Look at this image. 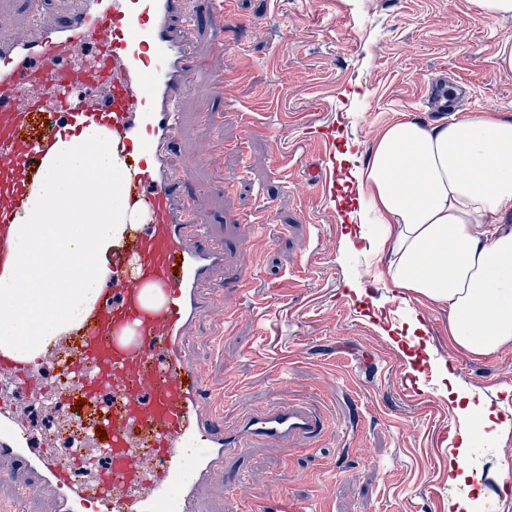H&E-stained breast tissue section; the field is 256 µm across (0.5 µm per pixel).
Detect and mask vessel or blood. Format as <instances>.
Returning <instances> with one entry per match:
<instances>
[{"instance_id": "b4317fda", "label": "vessel or blood", "mask_w": 512, "mask_h": 512, "mask_svg": "<svg viewBox=\"0 0 512 512\" xmlns=\"http://www.w3.org/2000/svg\"><path fill=\"white\" fill-rule=\"evenodd\" d=\"M36 27L27 39L0 31V280L17 257L55 156L93 135L108 139L123 173L124 220L112 237L101 288L76 323L31 352L0 346V481L28 498L50 491L54 512H199L203 485L240 475L226 458L250 445L311 436L322 418L306 402L262 410L218 409L194 357L191 330L212 313L213 274L224 243L173 174L180 105L201 61L194 35L239 25L224 0H71L42 25L44 0H27ZM61 368L66 383L46 385ZM61 408L73 398L93 410L91 426L60 452L55 428L34 431L17 395ZM105 439H98L97 429ZM250 512H315L292 497Z\"/></svg>"}]
</instances>
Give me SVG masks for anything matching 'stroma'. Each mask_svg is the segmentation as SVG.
<instances>
[{
	"instance_id": "1",
	"label": "stroma",
	"mask_w": 512,
	"mask_h": 512,
	"mask_svg": "<svg viewBox=\"0 0 512 512\" xmlns=\"http://www.w3.org/2000/svg\"><path fill=\"white\" fill-rule=\"evenodd\" d=\"M249 29L226 49L210 31L194 38L204 67L186 93L173 171L224 241L216 275L218 312L192 331L195 357L216 403L261 408L271 400L309 401L324 426L316 438L258 445L226 461L245 482L204 485L199 512H237L240 497H295L322 512H434L447 493L448 466L433 438L448 432L450 389L498 407L512 387V343L467 355L448 333L446 304L418 301L395 288L388 255L372 249L385 227L377 217L351 224L358 185L352 173L370 158L380 130L398 120L429 125L489 110L512 117V71L496 55L512 42V16L484 18L470 0H233ZM226 82L224 99L212 96ZM440 82L464 99L443 114L425 105ZM223 106L224 125L200 121L202 104ZM254 115L244 126L240 115ZM336 126L335 155L346 170L335 199L312 173L323 151L311 136ZM247 138V156L228 143ZM269 205L272 221L253 228L245 216ZM254 277L250 291L224 289L225 278ZM426 322L417 343L399 324L383 327L395 297ZM234 315L221 334V313ZM431 373V397L403 392L412 371ZM473 484L490 512L512 476V429L492 442Z\"/></svg>"
}]
</instances>
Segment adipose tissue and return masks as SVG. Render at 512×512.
Wrapping results in <instances>:
<instances>
[{"mask_svg": "<svg viewBox=\"0 0 512 512\" xmlns=\"http://www.w3.org/2000/svg\"><path fill=\"white\" fill-rule=\"evenodd\" d=\"M356 180L367 188L361 211L393 228L375 247L389 253L394 286L448 304L450 335L468 355L512 342V119L397 122ZM448 402L467 423L448 481L467 485L473 436L490 441L512 428V407L493 409L460 390Z\"/></svg>", "mask_w": 512, "mask_h": 512, "instance_id": "1", "label": "adipose tissue"}]
</instances>
